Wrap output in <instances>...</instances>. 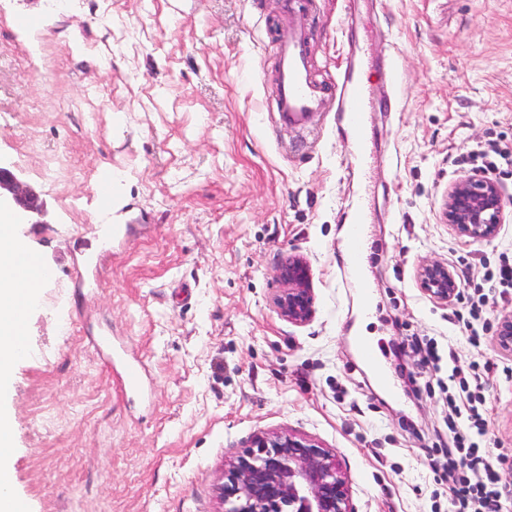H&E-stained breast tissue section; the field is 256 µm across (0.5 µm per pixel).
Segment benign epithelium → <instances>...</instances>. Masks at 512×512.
I'll return each instance as SVG.
<instances>
[{
    "mask_svg": "<svg viewBox=\"0 0 512 512\" xmlns=\"http://www.w3.org/2000/svg\"><path fill=\"white\" fill-rule=\"evenodd\" d=\"M504 193L484 173L467 175L448 188L444 216L456 232L473 240H491L504 221ZM0 212L30 222L44 213L37 192L10 165L0 161ZM283 285L273 306L288 322L302 325L314 313V294L306 262L290 256L278 267ZM423 290L450 303L459 284L447 265L431 262L418 270ZM499 348L512 354V312L497 322ZM224 512H358L343 465L336 453L290 433L257 436L251 446L224 464L217 485Z\"/></svg>",
    "mask_w": 512,
    "mask_h": 512,
    "instance_id": "1",
    "label": "benign epithelium"
}]
</instances>
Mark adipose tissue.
Segmentation results:
<instances>
[{"instance_id": "ef3b65f1", "label": "adipose tissue", "mask_w": 512, "mask_h": 512, "mask_svg": "<svg viewBox=\"0 0 512 512\" xmlns=\"http://www.w3.org/2000/svg\"><path fill=\"white\" fill-rule=\"evenodd\" d=\"M42 261L29 254L16 236L12 218L0 216V385L9 381L18 361L17 344L26 336L21 307L33 306L37 297V271Z\"/></svg>"}]
</instances>
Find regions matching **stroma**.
I'll return each instance as SVG.
<instances>
[{"label": "stroma", "mask_w": 512, "mask_h": 512, "mask_svg": "<svg viewBox=\"0 0 512 512\" xmlns=\"http://www.w3.org/2000/svg\"><path fill=\"white\" fill-rule=\"evenodd\" d=\"M22 11L38 25L15 28ZM292 18L328 88L349 49L367 48L369 168L355 166L335 102L306 132L274 112L275 44ZM490 141L512 148V0H0V159L45 206L15 231L57 272L27 318L31 356L0 390L28 512H218L226 461L271 432L335 450L358 512H455L432 470L451 434L444 388L452 369L487 361L483 444L511 483L512 355L494 329L512 293L482 274L512 259V168L492 174L508 200L495 238L460 236L443 216L470 148ZM105 165L116 181L103 215ZM355 204L368 226L354 270L343 219ZM105 222L126 237L106 245ZM291 255L315 296L302 325L272 305ZM430 261L489 294L480 347L461 332L466 301L422 290ZM103 330L144 365L138 391L91 347ZM360 336L378 368L357 358Z\"/></svg>", "instance_id": "1"}]
</instances>
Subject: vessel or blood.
<instances>
[{"mask_svg": "<svg viewBox=\"0 0 512 512\" xmlns=\"http://www.w3.org/2000/svg\"><path fill=\"white\" fill-rule=\"evenodd\" d=\"M276 110L288 126L307 130L311 116L324 108L327 98L321 84L310 75L304 45L302 24L289 25L279 38ZM368 90L362 78L346 73L337 99V110L346 125L355 133L353 158L366 165L364 151L365 119ZM367 222L363 207H354L346 228L344 246L351 260H359L365 241Z\"/></svg>", "mask_w": 512, "mask_h": 512, "instance_id": "b4317fda", "label": "vessel or blood"}]
</instances>
